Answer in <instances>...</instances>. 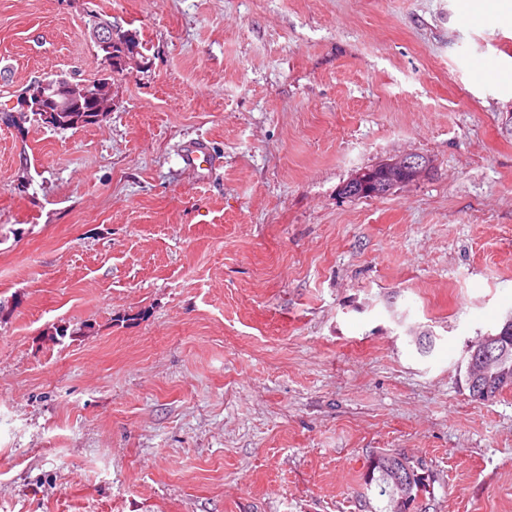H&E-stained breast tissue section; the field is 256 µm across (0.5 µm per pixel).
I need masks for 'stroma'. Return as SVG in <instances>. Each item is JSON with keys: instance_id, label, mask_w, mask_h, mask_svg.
Segmentation results:
<instances>
[{"instance_id": "35a3bbf8", "label": "stroma", "mask_w": 512, "mask_h": 512, "mask_svg": "<svg viewBox=\"0 0 512 512\" xmlns=\"http://www.w3.org/2000/svg\"><path fill=\"white\" fill-rule=\"evenodd\" d=\"M93 15L136 41L111 116L0 126V512H389L373 448L426 462L431 512H512V391L464 381L512 316V24L0 0V113L104 75ZM409 153L419 180L341 196ZM501 337L498 333L484 336L469 349V357L466 358L468 387L471 396L476 399L488 400L498 393L497 389L492 392L489 385H484L481 378L490 367L501 364L507 356L509 347L507 343H502ZM504 366L512 370V346Z\"/></svg>"}]
</instances>
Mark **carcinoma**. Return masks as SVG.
I'll return each mask as SVG.
<instances>
[{
    "label": "carcinoma",
    "instance_id": "obj_1",
    "mask_svg": "<svg viewBox=\"0 0 512 512\" xmlns=\"http://www.w3.org/2000/svg\"><path fill=\"white\" fill-rule=\"evenodd\" d=\"M93 28L95 29V43L102 54L103 64L112 69L114 73L122 71L124 55L121 39L112 38V29L103 27L97 22L93 23ZM111 99L109 88L104 82L92 85L88 96L81 94L63 96L64 106L62 112L58 113L59 129H74L94 123L93 116L99 106ZM362 175L367 181L379 186L381 195L385 196L392 191V188L386 186L384 173L380 166L369 168L363 171ZM394 467L420 474L415 482L413 496L404 506L399 505L390 485L391 471ZM363 481L367 488L373 487L378 490L379 496L388 497L390 512H429L432 479L426 464L419 459L392 450L372 449L367 452Z\"/></svg>",
    "mask_w": 512,
    "mask_h": 512
}]
</instances>
